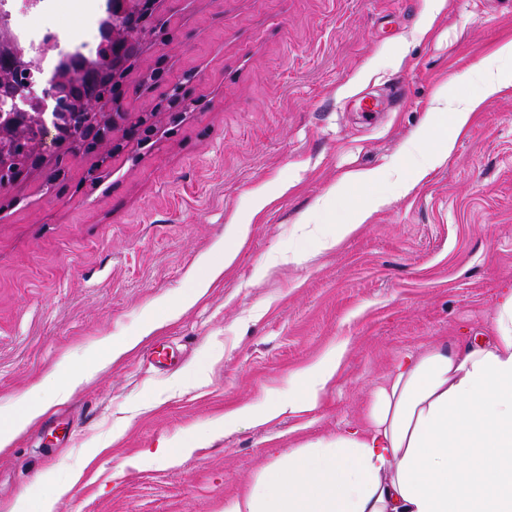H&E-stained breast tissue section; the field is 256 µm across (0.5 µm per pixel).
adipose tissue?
I'll return each instance as SVG.
<instances>
[{
  "instance_id": "1",
  "label": "adipose tissue",
  "mask_w": 512,
  "mask_h": 512,
  "mask_svg": "<svg viewBox=\"0 0 512 512\" xmlns=\"http://www.w3.org/2000/svg\"><path fill=\"white\" fill-rule=\"evenodd\" d=\"M381 179L374 171L351 176L369 201L354 203L350 221L324 234L319 247L334 246L381 204L372 193ZM343 353L330 349L289 375L272 405H243L217 429L316 409ZM89 374L65 373L49 397L0 412V449ZM224 512H512V291L497 305L490 338L438 344L398 361L373 391L361 427L274 458Z\"/></svg>"
}]
</instances>
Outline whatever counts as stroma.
<instances>
[{
  "label": "stroma",
  "instance_id": "1",
  "mask_svg": "<svg viewBox=\"0 0 512 512\" xmlns=\"http://www.w3.org/2000/svg\"><path fill=\"white\" fill-rule=\"evenodd\" d=\"M173 0L167 78L195 112L100 181L72 166L65 190L33 174L0 195V409L47 395L51 375L92 362L99 340L134 335L156 306L222 267L195 305L0 452V499L42 512H224L272 457L360 426L370 392L401 356L492 333L512 285V0ZM76 0L30 26L86 30ZM503 85L462 129L450 105L474 98L482 68ZM384 102L368 122L360 97ZM452 153L402 188L423 133ZM380 171L386 202L329 249L313 234L347 216L341 190ZM270 202L252 213V193ZM250 223L235 262L222 246ZM344 347L319 408L209 439L173 464L165 443L207 430L286 387ZM174 351L171 366L152 353ZM71 482L57 496L56 487Z\"/></svg>",
  "mask_w": 512,
  "mask_h": 512
}]
</instances>
